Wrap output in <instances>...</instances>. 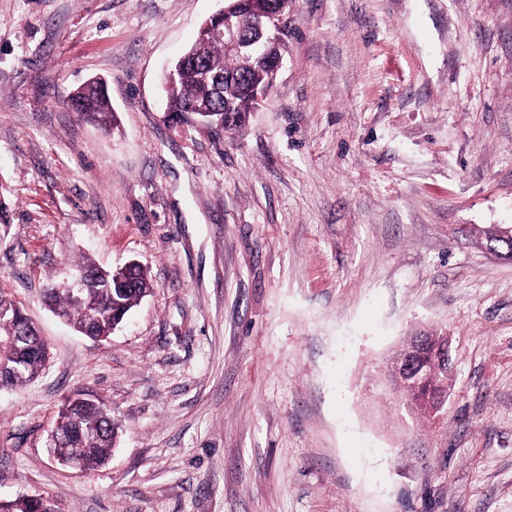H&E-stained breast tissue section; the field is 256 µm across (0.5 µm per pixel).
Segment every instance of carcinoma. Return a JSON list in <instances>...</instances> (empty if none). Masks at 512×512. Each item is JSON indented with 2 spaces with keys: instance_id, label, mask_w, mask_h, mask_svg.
I'll use <instances>...</instances> for the list:
<instances>
[{
  "instance_id": "cac0c4a2",
  "label": "carcinoma",
  "mask_w": 512,
  "mask_h": 512,
  "mask_svg": "<svg viewBox=\"0 0 512 512\" xmlns=\"http://www.w3.org/2000/svg\"><path fill=\"white\" fill-rule=\"evenodd\" d=\"M269 71L255 56L229 53L221 42L210 43L197 50L196 62L177 70L170 86L168 112L179 120L193 113L194 102L212 103L215 112L210 120L227 116L230 133L245 125L257 102L248 92V85L270 82ZM73 111L83 118L103 126L112 123L107 86L103 83L71 98ZM152 289L146 270L136 265L126 274L114 278L100 275L88 282L84 300L73 298L53 285L46 289L50 309L64 313L74 329L82 333L91 328L99 336H109L130 311ZM0 361L16 365L9 373L6 387L15 390L36 378L47 361V347L41 336L32 332L34 324L15 302L0 292ZM112 412L96 399L86 398L74 407L76 435L69 442L70 452L58 464L67 467L78 464L84 472L105 465L112 455L118 437V426L109 421ZM0 512H56L51 499L18 497L3 504Z\"/></svg>"
}]
</instances>
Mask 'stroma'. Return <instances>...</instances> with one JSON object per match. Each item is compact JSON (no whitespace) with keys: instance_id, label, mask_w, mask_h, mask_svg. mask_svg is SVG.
<instances>
[{"instance_id":"1","label":"stroma","mask_w":512,"mask_h":512,"mask_svg":"<svg viewBox=\"0 0 512 512\" xmlns=\"http://www.w3.org/2000/svg\"><path fill=\"white\" fill-rule=\"evenodd\" d=\"M224 0H0V291L49 347L0 389V500L57 512H512V0H290L283 65L234 136L162 74ZM106 79L115 123L69 98ZM90 256L151 293L105 341L43 302ZM445 332L439 417L387 376ZM109 463L58 465L65 400ZM73 411L76 435L68 442V455L62 456L57 462L69 468L70 462H75L84 472L95 471L111 457L119 427L109 421L112 412L96 399L80 401ZM0 512H56L51 499L40 497L32 499L28 497H18L14 500L6 501L1 504Z\"/></svg>"}]
</instances>
